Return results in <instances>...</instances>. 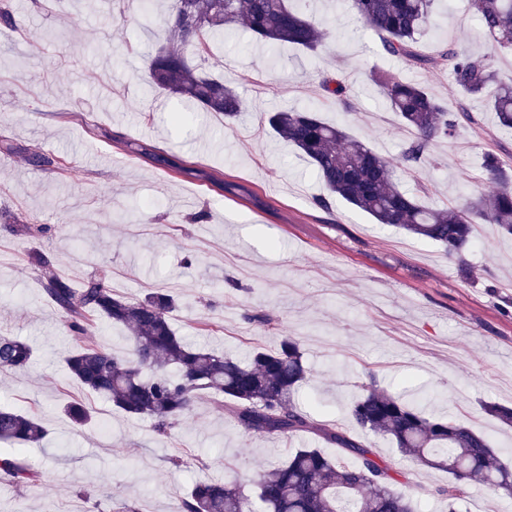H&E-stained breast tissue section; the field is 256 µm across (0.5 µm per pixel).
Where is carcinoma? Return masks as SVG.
Here are the masks:
<instances>
[{"label":"carcinoma","mask_w":512,"mask_h":512,"mask_svg":"<svg viewBox=\"0 0 512 512\" xmlns=\"http://www.w3.org/2000/svg\"><path fill=\"white\" fill-rule=\"evenodd\" d=\"M348 9L378 39L382 52L434 70H445L454 85L470 96H482L495 84L493 56L474 57L450 45L429 55L420 36L428 27L437 0H344ZM478 24L498 52L512 53V0H468ZM165 46L150 55L147 69L158 89L186 100L199 112H214L230 122L239 116L243 100L224 79L192 62L190 48L208 50V36L239 25L259 42L287 43L314 52L332 32L294 9L290 0H175L163 18ZM392 111L411 138L399 164L412 170L427 159L430 147L454 137L461 124L478 120L470 113L452 112L446 103L418 83L394 76L378 77ZM325 97L349 108L345 81L326 74ZM500 126L512 128V86L498 87L489 98ZM270 129L294 146L313 165L327 196L316 200L328 208L334 197L369 215L377 224L438 244L450 257L463 260L475 239L474 218L496 224L512 235V168L492 152L483 168L495 190L463 207L430 209L402 188L395 167L342 129L328 124L317 110L284 109L267 117ZM131 152L177 174L194 169L177 163L140 143ZM29 264L40 272L47 298L62 313L75 341L65 367L78 384L106 398L116 410L152 421L154 431L168 437L203 397L213 401L244 431L288 437L310 432L358 463L349 466L321 448H297L280 464L260 471L252 489L236 480L195 482L180 498L179 512H415L414 503L398 492L395 464L377 460L348 431L316 423L292 404L296 390L308 378L299 340L285 336L273 351L255 349L244 361L189 345L169 322L175 300L155 291L138 300L114 292L105 271L89 276L75 288L59 275L52 258L33 251ZM123 325L130 348L117 355L90 336L96 319ZM33 358L26 341L0 335V369L23 370ZM483 410L512 426V408L486 403ZM70 420L84 425L91 419L82 403L65 408ZM361 431L386 436L400 455L417 465L448 473L442 494L449 512L474 485L495 496L512 497V467L503 463L486 439L453 415L430 419L407 400L361 384L349 408ZM47 435L34 414L0 408V475L19 486L39 481L40 471L21 457L22 449L40 444Z\"/></svg>","instance_id":"carcinoma-1"}]
</instances>
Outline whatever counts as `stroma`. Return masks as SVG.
<instances>
[{
	"label": "stroma",
	"mask_w": 512,
	"mask_h": 512,
	"mask_svg": "<svg viewBox=\"0 0 512 512\" xmlns=\"http://www.w3.org/2000/svg\"><path fill=\"white\" fill-rule=\"evenodd\" d=\"M333 37L310 53L271 52L238 27L212 42L202 66L232 82L245 101L233 122L186 112L174 96L161 109L146 83L145 60L163 44L168 0H12L14 24L0 22V333L31 343L21 371L0 372V406L37 414L48 435L26 456L43 467L20 488L0 475V512H115L127 499L144 512H178L195 480L246 481L284 459L307 436L249 435L200 401L172 439L149 419L114 410L69 379L60 355L71 345L62 315L46 298L32 251L49 253L73 286L107 271L119 295L162 290L176 307L171 322L195 346L239 358L299 338L311 376L296 407L320 423L350 428L349 407L364 383L407 397L427 417L455 415L512 463V428L485 414L512 408V236L478 222L464 260L402 230L373 223L335 201L313 166L266 122L273 109L311 107L377 155L393 160L410 135L374 80L389 72L466 109L479 126L435 143L417 169L398 171L403 188L432 208L458 206L490 192L483 154L512 165V130L500 127L487 97H466L447 72L383 54L343 0H294ZM427 50L492 48L467 0H438L423 36ZM333 73L350 87V108L321 95ZM144 143L195 167L192 175L131 155ZM210 152H201L202 144ZM52 161L31 163L27 149ZM221 173L231 194L210 184ZM208 211L206 223L194 214ZM49 225L33 238L14 221ZM467 262L470 276L458 266ZM78 401L93 418L65 415ZM180 464H173V457ZM401 487L418 512H442L446 472L403 464Z\"/></svg>",
	"instance_id": "1"
}]
</instances>
